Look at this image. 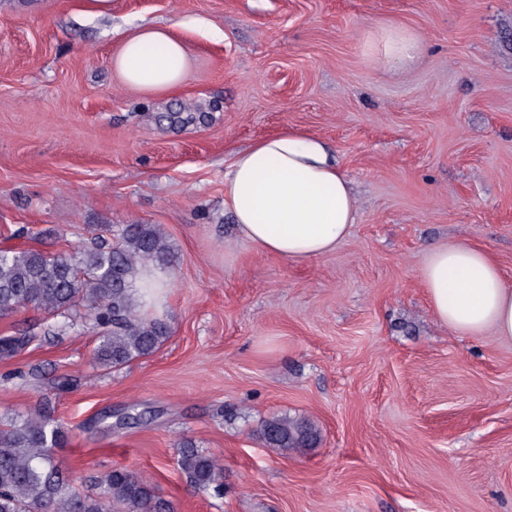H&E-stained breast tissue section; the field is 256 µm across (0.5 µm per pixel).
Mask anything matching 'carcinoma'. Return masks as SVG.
I'll use <instances>...</instances> for the list:
<instances>
[{
  "instance_id": "1",
  "label": "carcinoma",
  "mask_w": 512,
  "mask_h": 512,
  "mask_svg": "<svg viewBox=\"0 0 512 512\" xmlns=\"http://www.w3.org/2000/svg\"><path fill=\"white\" fill-rule=\"evenodd\" d=\"M174 261L156 224H108L74 252L0 249V317L44 310L57 318L58 334L79 319L89 321L99 329L93 364L121 368L153 354L169 336L166 323L143 316L159 300L144 272L162 273ZM33 341L27 333L2 337L0 355L10 357ZM261 434L277 453L310 448L318 440L311 423L286 416L263 421ZM67 441V429L47 403L0 418V512H175L150 480L127 468L96 477L90 491L78 490L50 452ZM177 463L192 487L223 495L224 466L217 457L183 440Z\"/></svg>"
}]
</instances>
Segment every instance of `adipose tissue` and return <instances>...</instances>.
<instances>
[{
	"instance_id": "ef3b65f1",
	"label": "adipose tissue",
	"mask_w": 512,
	"mask_h": 512,
	"mask_svg": "<svg viewBox=\"0 0 512 512\" xmlns=\"http://www.w3.org/2000/svg\"><path fill=\"white\" fill-rule=\"evenodd\" d=\"M419 40L386 26L377 51L388 63L413 60ZM128 86L161 95L186 79V51L168 27L143 26L112 57ZM224 205L242 238L257 251L306 261L333 250L356 221V200L339 160L312 134L283 129L235 154L224 177ZM437 318L460 334L491 333L512 341V284L493 258L469 244L431 251L420 272Z\"/></svg>"
}]
</instances>
